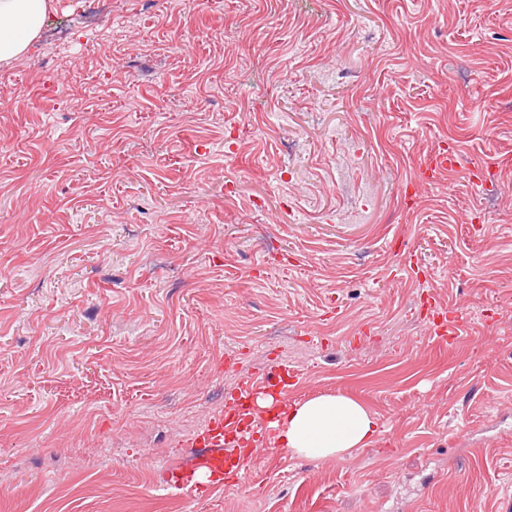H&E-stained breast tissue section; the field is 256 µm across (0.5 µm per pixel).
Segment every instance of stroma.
Here are the masks:
<instances>
[{
    "label": "stroma",
    "mask_w": 512,
    "mask_h": 512,
    "mask_svg": "<svg viewBox=\"0 0 512 512\" xmlns=\"http://www.w3.org/2000/svg\"><path fill=\"white\" fill-rule=\"evenodd\" d=\"M45 30L0 67V512H512V0H53ZM278 367L374 442L271 431L248 483L163 489ZM425 170L429 179L456 174L458 172L457 153H436L427 163ZM437 318H440L439 313L437 316L433 314L430 321L431 334L437 342L448 345L467 333L466 326L462 322L448 321L447 313H441L440 322L436 321ZM277 439L298 456L343 458L372 442L376 415L362 402L346 395L324 394L284 407Z\"/></svg>",
    "instance_id": "stroma-1"
}]
</instances>
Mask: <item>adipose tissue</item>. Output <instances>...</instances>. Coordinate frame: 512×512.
<instances>
[{"label": "adipose tissue", "instance_id": "adipose-tissue-1", "mask_svg": "<svg viewBox=\"0 0 512 512\" xmlns=\"http://www.w3.org/2000/svg\"><path fill=\"white\" fill-rule=\"evenodd\" d=\"M52 0H0V65L26 55L39 37ZM375 414L346 395L324 394L285 407L277 424L282 448L298 456L342 458L369 445Z\"/></svg>", "mask_w": 512, "mask_h": 512}]
</instances>
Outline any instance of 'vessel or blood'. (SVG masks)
Here are the masks:
<instances>
[{
	"label": "vessel or blood",
	"mask_w": 512,
	"mask_h": 512,
	"mask_svg": "<svg viewBox=\"0 0 512 512\" xmlns=\"http://www.w3.org/2000/svg\"><path fill=\"white\" fill-rule=\"evenodd\" d=\"M457 171V156L453 153H436L426 165L427 176L431 179L449 177ZM431 333L437 342L445 345L465 335L466 327L444 318L432 322ZM264 386L277 388L284 395L289 384L278 371L262 382L243 379L238 386L234 409L211 420L196 434L191 441L193 450L187 458L162 469L166 488L206 495L223 487L226 477L240 480L246 476L248 460L244 447L250 443L255 425L260 423L268 428L273 424L269 417L256 421L248 407L253 394Z\"/></svg>",
	"instance_id": "1"
}]
</instances>
